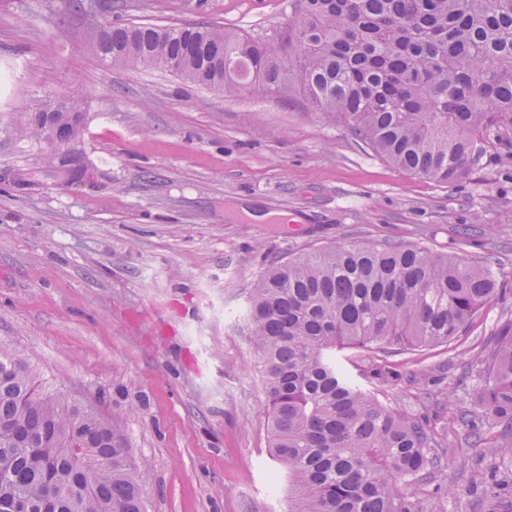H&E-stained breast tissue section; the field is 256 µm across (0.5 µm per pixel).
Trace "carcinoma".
Returning <instances> with one entry per match:
<instances>
[{
	"label": "carcinoma",
	"mask_w": 512,
	"mask_h": 512,
	"mask_svg": "<svg viewBox=\"0 0 512 512\" xmlns=\"http://www.w3.org/2000/svg\"><path fill=\"white\" fill-rule=\"evenodd\" d=\"M103 63L174 64L222 89L250 81L300 94L392 165L440 183L512 149V0H298L275 45L220 26L104 27ZM476 259L402 243L338 244L270 269L248 322L270 448L288 473V512H445L415 483L441 467L436 433L357 386L336 353L447 343L494 296ZM474 445L512 472V336L480 360ZM149 465L112 424L39 380L0 340V512H143ZM496 483L484 512H512Z\"/></svg>",
	"instance_id": "obj_1"
}]
</instances>
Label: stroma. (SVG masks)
<instances>
[{"mask_svg":"<svg viewBox=\"0 0 512 512\" xmlns=\"http://www.w3.org/2000/svg\"><path fill=\"white\" fill-rule=\"evenodd\" d=\"M296 0H0V339L111 422L147 462L145 512H288L244 320L279 262L336 243L417 244L490 260L500 286L447 344L348 349L382 404L439 430L448 512H481L493 478L457 416L477 359L512 333V159L467 180L399 170L299 95L221 90L106 65V25H218L276 43ZM78 100L74 153L24 135ZM83 170L67 182L62 159Z\"/></svg>","mask_w":512,"mask_h":512,"instance_id":"obj_1","label":"stroma"}]
</instances>
